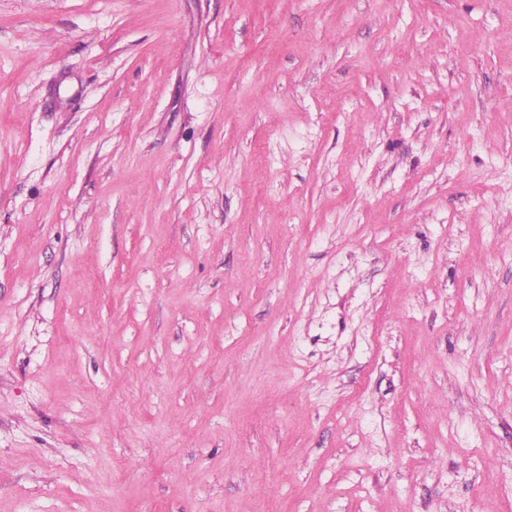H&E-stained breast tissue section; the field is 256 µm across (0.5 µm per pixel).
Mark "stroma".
<instances>
[{
	"label": "stroma",
	"mask_w": 512,
	"mask_h": 512,
	"mask_svg": "<svg viewBox=\"0 0 512 512\" xmlns=\"http://www.w3.org/2000/svg\"><path fill=\"white\" fill-rule=\"evenodd\" d=\"M0 512H512V0H0Z\"/></svg>",
	"instance_id": "stroma-1"
}]
</instances>
